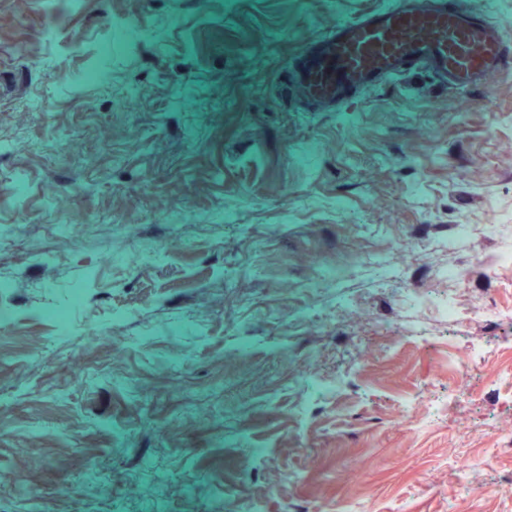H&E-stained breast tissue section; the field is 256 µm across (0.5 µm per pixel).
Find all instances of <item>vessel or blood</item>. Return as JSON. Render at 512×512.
I'll return each instance as SVG.
<instances>
[{
    "mask_svg": "<svg viewBox=\"0 0 512 512\" xmlns=\"http://www.w3.org/2000/svg\"><path fill=\"white\" fill-rule=\"evenodd\" d=\"M417 72L431 98L459 90L479 100L512 72V42L472 0H395L307 41L279 71L274 101L283 112L337 110Z\"/></svg>",
    "mask_w": 512,
    "mask_h": 512,
    "instance_id": "vessel-or-blood-1",
    "label": "vessel or blood"
}]
</instances>
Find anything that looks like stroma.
<instances>
[{
    "mask_svg": "<svg viewBox=\"0 0 512 512\" xmlns=\"http://www.w3.org/2000/svg\"><path fill=\"white\" fill-rule=\"evenodd\" d=\"M389 3L0 0V512H512V320L469 313L512 305L473 259L512 249V75L274 104L304 42ZM451 265L458 320L413 312Z\"/></svg>",
    "mask_w": 512,
    "mask_h": 512,
    "instance_id": "stroma-1",
    "label": "stroma"
}]
</instances>
